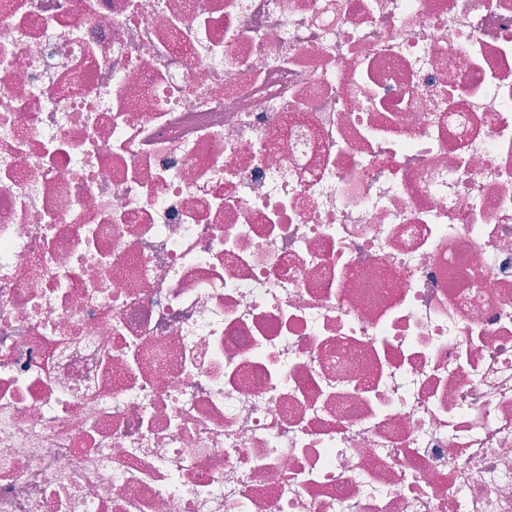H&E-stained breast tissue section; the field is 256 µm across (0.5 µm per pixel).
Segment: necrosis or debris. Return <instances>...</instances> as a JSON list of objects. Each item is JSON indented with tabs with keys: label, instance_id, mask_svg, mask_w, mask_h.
Returning a JSON list of instances; mask_svg holds the SVG:
<instances>
[{
	"label": "necrosis or debris",
	"instance_id": "1",
	"mask_svg": "<svg viewBox=\"0 0 512 512\" xmlns=\"http://www.w3.org/2000/svg\"><path fill=\"white\" fill-rule=\"evenodd\" d=\"M0 512H512V0H0Z\"/></svg>",
	"mask_w": 512,
	"mask_h": 512
}]
</instances>
